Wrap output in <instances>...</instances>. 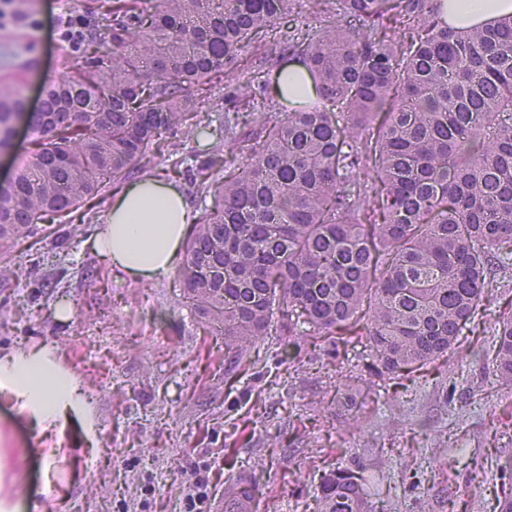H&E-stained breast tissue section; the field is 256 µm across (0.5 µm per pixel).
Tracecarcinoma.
I'll return each mask as SVG.
<instances>
[{
    "label": "carcinoma",
    "mask_w": 512,
    "mask_h": 512,
    "mask_svg": "<svg viewBox=\"0 0 512 512\" xmlns=\"http://www.w3.org/2000/svg\"><path fill=\"white\" fill-rule=\"evenodd\" d=\"M35 14L36 0H0V25ZM443 15V0H94L37 110L25 83L0 86V154L19 123L34 134L0 187V250L47 215L71 223L168 141L204 202L180 276L227 353L249 356L276 320L366 337L379 376L438 360L512 265V15L459 30ZM270 34L316 97L289 105L279 59L240 58ZM205 104L232 149L199 164L189 117ZM492 335L494 376L512 385V316ZM369 497L339 466L317 512H373ZM254 501L244 487L224 512Z\"/></svg>",
    "instance_id": "carcinoma-1"
}]
</instances>
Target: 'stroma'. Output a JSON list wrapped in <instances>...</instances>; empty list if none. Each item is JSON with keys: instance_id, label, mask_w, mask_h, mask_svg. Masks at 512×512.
I'll use <instances>...</instances> for the list:
<instances>
[{"instance_id": "stroma-1", "label": "stroma", "mask_w": 512, "mask_h": 512, "mask_svg": "<svg viewBox=\"0 0 512 512\" xmlns=\"http://www.w3.org/2000/svg\"><path fill=\"white\" fill-rule=\"evenodd\" d=\"M76 3L37 0L36 26L0 29V80L23 76L34 99L59 76L62 21ZM105 211L93 207L79 226L41 221L0 277V353L57 349L95 419L90 434L77 414L45 432L0 389V512L22 499L28 512H181L199 472L208 512L243 476L257 512H316L322 477L356 463L376 512H500L512 487V386L491 372V321L512 315V271L455 349L421 370L378 378L365 341L292 350L276 335L244 366L178 273L134 281L92 251ZM356 416L366 423L352 435Z\"/></svg>"}]
</instances>
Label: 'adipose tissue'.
Instances as JSON below:
<instances>
[{
    "instance_id": "adipose-tissue-1",
    "label": "adipose tissue",
    "mask_w": 512,
    "mask_h": 512,
    "mask_svg": "<svg viewBox=\"0 0 512 512\" xmlns=\"http://www.w3.org/2000/svg\"><path fill=\"white\" fill-rule=\"evenodd\" d=\"M512 14V0H446L445 19L453 27L476 26ZM192 206L173 183L142 177L112 200L93 241L111 269L134 280L172 272L193 223ZM0 388L13 392L21 410L42 429L67 413L86 414L84 386L47 351L16 350L0 355Z\"/></svg>"
}]
</instances>
